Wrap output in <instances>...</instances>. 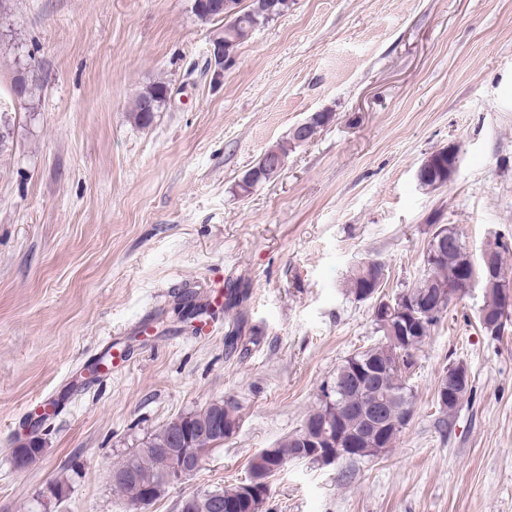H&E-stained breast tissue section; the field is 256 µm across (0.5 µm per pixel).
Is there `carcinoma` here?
I'll return each instance as SVG.
<instances>
[{"label": "carcinoma", "instance_id": "obj_1", "mask_svg": "<svg viewBox=\"0 0 512 512\" xmlns=\"http://www.w3.org/2000/svg\"><path fill=\"white\" fill-rule=\"evenodd\" d=\"M195 15L203 22L218 19L211 8V0H194ZM240 18L230 26H224V56L236 57L239 49L261 26L273 21V17L255 12L251 7L239 11ZM36 80L23 74L16 77L13 91L18 100L24 102L33 94ZM167 83L155 81L140 92L130 109L133 122L147 127L167 102ZM458 154L453 147H443L429 154L417 180L424 189L436 190L448 183L457 170ZM485 252L501 273H506L504 254L508 245L498 240L487 242ZM425 274L413 286H406L391 297L382 295L385 280V266L377 260H367L357 265L349 275L346 294L357 301H388L401 309L405 317L392 322L396 341L389 339L385 325L379 314H374L376 332L384 340L368 348H360L349 355L337 368L332 381L320 389L318 402L307 414L302 429L312 435L321 432L326 423L339 425L343 431L360 436V446L336 449L337 460L354 463L358 460L376 457L387 453L408 424L406 414L412 410L413 392L409 383V371L413 366V352L420 350L431 330L448 311V292L455 299H462L479 282L483 290V303L479 309V325L490 336H499L506 329L507 322L497 321L496 314L501 310V297L498 281L488 277L483 260H474L462 242L461 235L451 236V230L442 224L431 225V233L424 252ZM471 392V387L445 402L437 398L442 413L453 414ZM385 398L383 427L372 423L367 407L374 394ZM240 408L233 405L227 409L211 403L206 407L187 413L191 427L189 435L197 444L209 442L217 414H222L224 425L240 421ZM178 434L170 425L162 426L141 444L128 453L112 471L113 489L127 502L131 512H140L151 505L157 497L149 494L152 486L161 483L170 467L169 452L172 449L191 447V444L178 443ZM40 440L29 439L13 451V461L18 468H27L42 457ZM275 454L278 461L268 462L259 455L249 461L248 477L238 484H232L213 491L214 497L207 504L208 512H223L227 503L236 505L235 512H262L268 499L263 491L246 488L250 476L259 469L271 477L284 466L294 461L314 462L309 457V449L303 446L299 433H294L277 442Z\"/></svg>", "mask_w": 512, "mask_h": 512}]
</instances>
